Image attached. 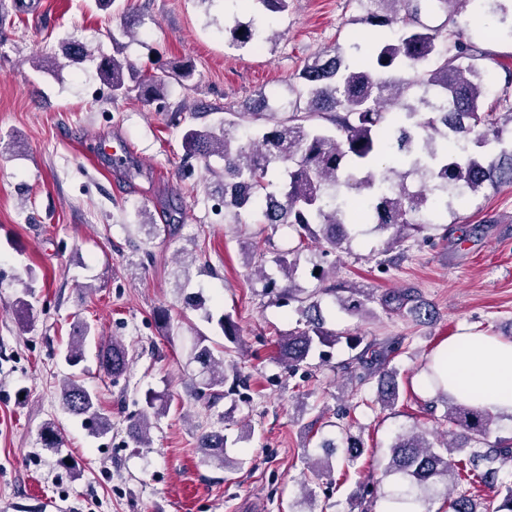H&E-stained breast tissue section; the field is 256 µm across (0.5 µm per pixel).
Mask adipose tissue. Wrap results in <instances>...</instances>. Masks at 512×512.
Segmentation results:
<instances>
[{"label": "adipose tissue", "instance_id": "1", "mask_svg": "<svg viewBox=\"0 0 512 512\" xmlns=\"http://www.w3.org/2000/svg\"><path fill=\"white\" fill-rule=\"evenodd\" d=\"M448 394L457 402L512 414V342L463 332L433 356Z\"/></svg>", "mask_w": 512, "mask_h": 512}]
</instances>
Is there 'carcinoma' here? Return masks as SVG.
Here are the masks:
<instances>
[{
    "instance_id": "carcinoma-1",
    "label": "carcinoma",
    "mask_w": 512,
    "mask_h": 512,
    "mask_svg": "<svg viewBox=\"0 0 512 512\" xmlns=\"http://www.w3.org/2000/svg\"><path fill=\"white\" fill-rule=\"evenodd\" d=\"M256 17L247 23L224 27L231 44L255 47L268 40L258 18L288 10V0H252ZM365 9L363 23L386 32L373 44L354 37L350 53L323 51L312 57L298 73L299 99L274 107L268 97L254 101L250 119H268L271 125L250 128L243 113L224 107L219 128L185 125L182 136L184 160L224 162V184L219 193L224 223L240 224L245 214L271 231L286 226L298 237V247L311 241L328 255L343 249L353 224H375L392 231L383 252L431 228L436 214L452 207L456 197L477 191L484 183L512 184V95L503 90L493 97L487 90L489 55L465 36L463 29L443 32L422 17L423 0H357ZM492 13L498 28L512 36V7L496 3ZM99 68L112 89V97L135 92L147 102H162L168 79L186 80L192 69L186 65L169 73L147 74L116 56L104 57ZM414 176L411 190L406 179ZM135 230L151 238L163 230L178 232L175 224L152 223L147 210ZM318 288L306 297L284 286L277 293L281 303L297 302L303 328L281 337L277 359L290 370L298 369L319 346L336 342V334L324 328L320 297L336 293L341 284L328 281L325 271L317 275ZM27 290L16 301V315L27 326L33 305ZM340 308L350 315H366L363 300L351 294L340 299ZM382 304L409 306L420 322L430 317L427 307L411 301L407 293H387ZM190 306L202 311L203 319L216 323L229 341H240L238 324L229 314L214 316L201 300ZM89 329L72 337L65 360L71 366L84 358ZM402 341L383 347L366 345L356 354V380L376 383V400L393 406L400 395L397 372L385 365ZM199 366L195 397L212 406L224 398L228 376L224 360L215 355L208 337L199 335L187 354ZM99 368L118 379L130 366L127 345L120 339L99 348ZM446 407L444 421L456 442L434 446L425 436L412 432L397 437L390 449L387 471L405 479V489L395 498L406 502L431 483L456 477L492 488L487 498L468 491L448 496L449 512H512V439L487 443L494 418L487 409L468 406L440 394ZM60 405L82 418L94 435L112 429L111 418L102 412L96 391L78 377L63 379ZM165 395L149 389L139 413L128 420L132 440L149 443L151 420L167 413ZM42 447L58 453L63 436L53 422L39 431ZM198 447L206 450L207 462L227 470L234 461L224 451L221 431L204 432ZM374 488L359 486L357 499L363 512H370Z\"/></svg>"
}]
</instances>
